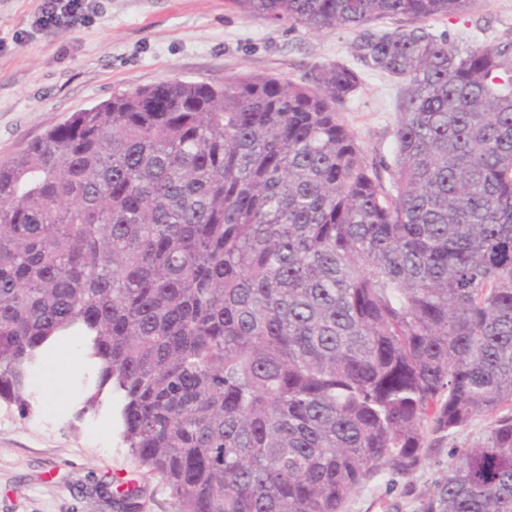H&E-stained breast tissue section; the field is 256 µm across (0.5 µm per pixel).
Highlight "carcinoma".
Listing matches in <instances>:
<instances>
[{"instance_id": "obj_1", "label": "carcinoma", "mask_w": 512, "mask_h": 512, "mask_svg": "<svg viewBox=\"0 0 512 512\" xmlns=\"http://www.w3.org/2000/svg\"><path fill=\"white\" fill-rule=\"evenodd\" d=\"M227 3L322 31L471 0ZM355 51L402 83L390 161L334 62L117 93L0 163V401L82 347L78 415L115 403L178 512H342L482 414L423 512H512V36Z\"/></svg>"}]
</instances>
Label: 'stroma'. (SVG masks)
I'll list each match as a JSON object with an SVG mask.
<instances>
[{
  "instance_id": "obj_1",
  "label": "stroma",
  "mask_w": 512,
  "mask_h": 512,
  "mask_svg": "<svg viewBox=\"0 0 512 512\" xmlns=\"http://www.w3.org/2000/svg\"><path fill=\"white\" fill-rule=\"evenodd\" d=\"M39 3L0 0V162L119 92L174 78L219 84L240 71L297 82L315 64L356 63L354 30L272 24L225 0H91L98 15L67 30L36 27ZM427 26L458 43H489L512 33V0H473L464 14ZM363 78L341 116L369 154L392 158L398 86L368 70ZM35 389L29 415L0 405V512H116L102 486L118 476L142 487L143 512H177L124 447L109 409L76 418L82 386L59 375L57 361L46 363ZM488 426L476 417L413 476L379 473L344 512H422L454 449Z\"/></svg>"
}]
</instances>
